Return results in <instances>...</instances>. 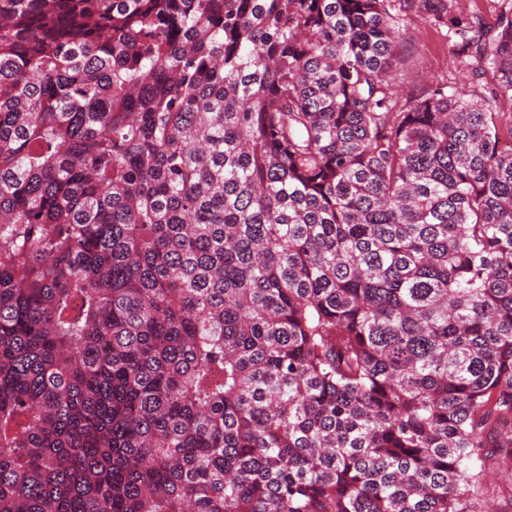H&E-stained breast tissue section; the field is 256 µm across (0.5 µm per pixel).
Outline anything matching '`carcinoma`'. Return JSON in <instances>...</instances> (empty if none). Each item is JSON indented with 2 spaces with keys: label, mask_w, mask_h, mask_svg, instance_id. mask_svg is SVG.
I'll return each instance as SVG.
<instances>
[{
  "label": "carcinoma",
  "mask_w": 512,
  "mask_h": 512,
  "mask_svg": "<svg viewBox=\"0 0 512 512\" xmlns=\"http://www.w3.org/2000/svg\"><path fill=\"white\" fill-rule=\"evenodd\" d=\"M418 2L468 90L409 0H0V512H478L512 19ZM409 43L404 65L397 72L395 88L400 96L415 94L422 87L438 81L461 83L465 71L478 69L477 61L461 66L448 38L446 26L422 13L409 12L407 17Z\"/></svg>",
  "instance_id": "carcinoma-1"
}]
</instances>
